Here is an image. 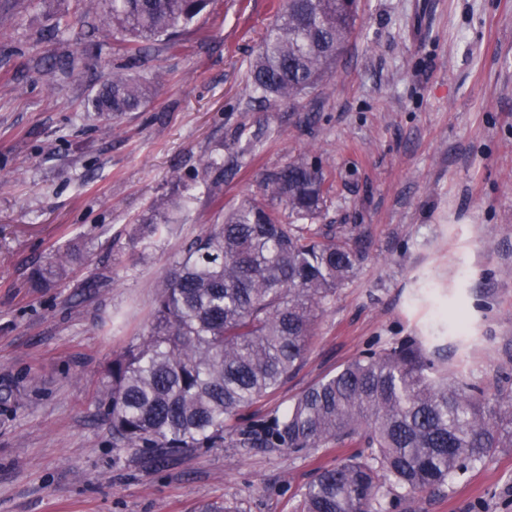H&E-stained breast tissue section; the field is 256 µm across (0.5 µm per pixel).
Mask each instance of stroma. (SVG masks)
Masks as SVG:
<instances>
[{"label": "stroma", "mask_w": 512, "mask_h": 512, "mask_svg": "<svg viewBox=\"0 0 512 512\" xmlns=\"http://www.w3.org/2000/svg\"><path fill=\"white\" fill-rule=\"evenodd\" d=\"M12 2L0 25V512H298L305 486L349 456L224 447L156 464L113 447L106 416L107 365L148 331L168 268L260 194V174L303 156L331 184L325 223L362 258L255 416L401 341L444 340L450 376L512 399V0H361L333 76L265 107L249 68L280 0H211L176 45L137 53L95 32L103 0ZM128 63L157 91L102 121L91 99ZM181 195L168 228L142 237ZM72 246L68 277L32 292L31 267ZM388 512H512V448Z\"/></svg>", "instance_id": "35a3bbf8"}]
</instances>
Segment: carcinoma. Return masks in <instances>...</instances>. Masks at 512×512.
<instances>
[{
    "label": "carcinoma",
    "instance_id": "obj_1",
    "mask_svg": "<svg viewBox=\"0 0 512 512\" xmlns=\"http://www.w3.org/2000/svg\"><path fill=\"white\" fill-rule=\"evenodd\" d=\"M208 0H108L97 30L138 42L174 38ZM357 0H284L249 79L264 99L295 100L336 70L357 30ZM152 95L112 71L91 106L116 120ZM263 192L224 211L166 273L146 336L113 354L106 413L112 446L155 462L199 448L356 445L302 493L301 512H387L399 496L448 486L497 448L512 447V403L488 398L407 341L365 352L281 411L250 409L302 365L319 315L354 274L358 250L316 227L327 207L322 168L304 158L262 178ZM76 255L32 268L35 291L67 275Z\"/></svg>",
    "mask_w": 512,
    "mask_h": 512
}]
</instances>
